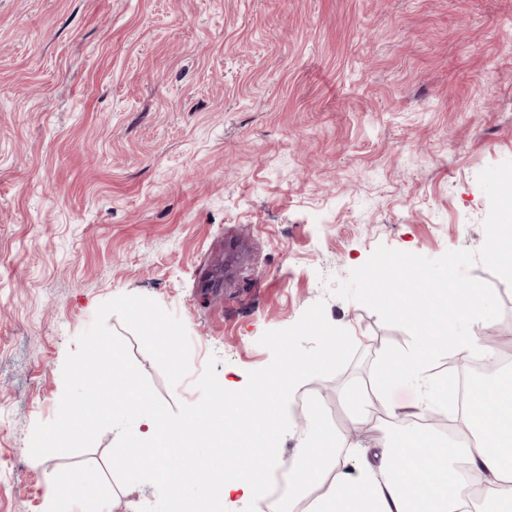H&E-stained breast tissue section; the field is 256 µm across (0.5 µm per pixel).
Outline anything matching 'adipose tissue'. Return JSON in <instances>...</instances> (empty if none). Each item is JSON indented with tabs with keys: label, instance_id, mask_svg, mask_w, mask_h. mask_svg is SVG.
Wrapping results in <instances>:
<instances>
[{
	"label": "adipose tissue",
	"instance_id": "1",
	"mask_svg": "<svg viewBox=\"0 0 512 512\" xmlns=\"http://www.w3.org/2000/svg\"><path fill=\"white\" fill-rule=\"evenodd\" d=\"M484 296L483 288L476 285L460 289L454 318L436 330L437 335L455 338L458 353L478 357L488 351L481 337H456L460 324L478 317ZM434 352L429 339H422L411 363L399 358L390 361L382 373L383 386L397 385L411 376L424 379ZM484 397L494 401L499 416L493 422L475 417L479 435L463 449L448 447L434 436L412 428L395 443L363 453L357 461L356 475L343 473L331 481L320 443L306 446L295 461L289 504L310 499V512H473L467 502L448 497L449 482L464 469L472 480L486 486L482 503L474 512H512V376L496 380L485 389ZM408 448L435 449L426 484L409 485L398 468L396 461Z\"/></svg>",
	"mask_w": 512,
	"mask_h": 512
}]
</instances>
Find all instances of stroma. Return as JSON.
I'll use <instances>...</instances> for the list:
<instances>
[{
    "label": "stroma",
    "instance_id": "stroma-1",
    "mask_svg": "<svg viewBox=\"0 0 512 512\" xmlns=\"http://www.w3.org/2000/svg\"><path fill=\"white\" fill-rule=\"evenodd\" d=\"M512 159V0H0V512H140L116 430L42 458L62 366L103 302L153 299L184 323L190 373L169 386L117 316L170 409L210 357L245 387L269 330L325 301L356 346L300 383L347 466L395 440L355 413L402 327L333 296L381 246L479 250L478 182Z\"/></svg>",
    "mask_w": 512,
    "mask_h": 512
}]
</instances>
